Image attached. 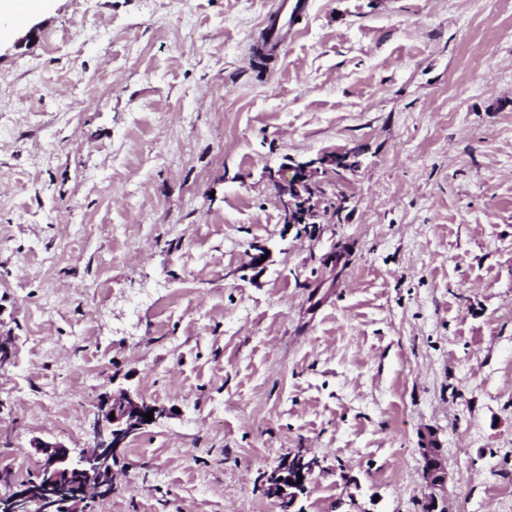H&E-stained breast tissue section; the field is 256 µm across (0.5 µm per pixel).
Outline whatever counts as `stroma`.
Here are the masks:
<instances>
[{"label":"stroma","mask_w":512,"mask_h":512,"mask_svg":"<svg viewBox=\"0 0 512 512\" xmlns=\"http://www.w3.org/2000/svg\"><path fill=\"white\" fill-rule=\"evenodd\" d=\"M44 0L0 28V474L168 408L90 512H512V0ZM58 39L50 49L49 39ZM318 171L287 224L268 169ZM265 254L263 263L253 258ZM303 1L304 0H291V1L290 0H281L279 2V7H278L277 11L275 12V14H279V15H276L275 17H273L270 20L269 25L267 26V32H268L273 24V21L275 19L278 20V23L275 26V29H274L272 35L269 37L268 43L271 47L275 44L278 46L279 42L281 40V26H279L280 15L284 12H287V14H288L289 8L291 9L289 18H291L295 15H298L305 7V2H303ZM290 2H292V3H290ZM420 454L422 458V477L430 489L422 503H426L431 512H447L445 493L448 484V470L441 448L431 433L424 434ZM316 466V459H308L299 452L282 458L267 474L265 492L279 501L282 512H289L300 495L307 491L309 476ZM298 473L302 476L301 483H298ZM290 481H293V484H290Z\"/></svg>","instance_id":"1"}]
</instances>
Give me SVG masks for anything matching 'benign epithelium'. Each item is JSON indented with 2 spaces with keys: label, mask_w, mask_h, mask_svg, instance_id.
I'll return each mask as SVG.
<instances>
[{
  "label": "benign epithelium",
  "mask_w": 512,
  "mask_h": 512,
  "mask_svg": "<svg viewBox=\"0 0 512 512\" xmlns=\"http://www.w3.org/2000/svg\"><path fill=\"white\" fill-rule=\"evenodd\" d=\"M336 164V155L298 162L268 171L278 189L286 224L308 223L309 203L305 193L314 165ZM153 412V420L144 414ZM166 416V409L148 402L138 394L122 390L105 393L98 403L88 431V443L78 456L58 442L35 439L31 448L43 457L37 476L30 482L14 484L0 496V512H88V501L112 483L114 460L129 438ZM422 477L430 489L424 497L430 512H447L445 493L448 470L435 437L422 438ZM317 461L302 453L288 455L266 476L265 492L279 501L281 512H290L300 495L307 491L309 476Z\"/></svg>",
  "instance_id": "obj_1"
}]
</instances>
